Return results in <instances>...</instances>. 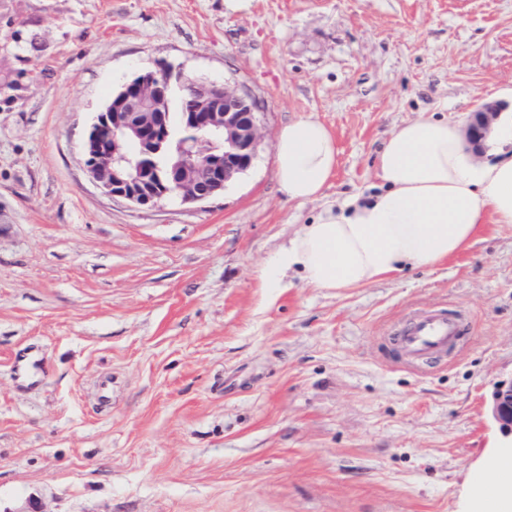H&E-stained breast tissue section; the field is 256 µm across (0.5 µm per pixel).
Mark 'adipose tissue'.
Here are the masks:
<instances>
[{
  "mask_svg": "<svg viewBox=\"0 0 512 512\" xmlns=\"http://www.w3.org/2000/svg\"><path fill=\"white\" fill-rule=\"evenodd\" d=\"M495 161L477 158L455 122L420 116L394 129L375 171L376 192L336 203L324 190L338 149L321 121L283 126L274 142L275 177L288 199L322 207L260 271L283 287L289 272L323 290L356 288L405 268L432 267L466 251L487 223L512 225V113L487 133ZM470 512H512V450L493 449L472 482Z\"/></svg>",
  "mask_w": 512,
  "mask_h": 512,
  "instance_id": "1",
  "label": "adipose tissue"
}]
</instances>
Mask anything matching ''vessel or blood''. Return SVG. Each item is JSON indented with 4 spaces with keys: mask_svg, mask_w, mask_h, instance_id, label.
Wrapping results in <instances>:
<instances>
[{
    "mask_svg": "<svg viewBox=\"0 0 512 512\" xmlns=\"http://www.w3.org/2000/svg\"><path fill=\"white\" fill-rule=\"evenodd\" d=\"M463 333L457 318L448 313L425 310L410 317L399 342L406 359L417 362L442 353Z\"/></svg>",
    "mask_w": 512,
    "mask_h": 512,
    "instance_id": "obj_1",
    "label": "vessel or blood"
}]
</instances>
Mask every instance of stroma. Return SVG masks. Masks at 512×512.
I'll use <instances>...</instances> for the list:
<instances>
[{
	"mask_svg": "<svg viewBox=\"0 0 512 512\" xmlns=\"http://www.w3.org/2000/svg\"><path fill=\"white\" fill-rule=\"evenodd\" d=\"M171 67L259 102L258 159L202 203L106 194L82 148L120 84ZM512 88V0H0V512H461L512 377V225L374 284L265 263L319 211L277 185L281 127L323 122L325 193L374 184L421 115ZM460 345L407 368L414 311ZM490 419L512 445V377L496 382L486 397Z\"/></svg>",
	"mask_w": 512,
	"mask_h": 512,
	"instance_id": "obj_1",
	"label": "stroma"
}]
</instances>
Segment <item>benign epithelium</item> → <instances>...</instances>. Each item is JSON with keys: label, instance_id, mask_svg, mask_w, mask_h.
Segmentation results:
<instances>
[{"label": "benign epithelium", "instance_id": "1", "mask_svg": "<svg viewBox=\"0 0 512 512\" xmlns=\"http://www.w3.org/2000/svg\"><path fill=\"white\" fill-rule=\"evenodd\" d=\"M189 94L179 121L174 100ZM500 107L480 102L466 135L480 152ZM263 139L262 112L248 92L182 71L146 70L122 84L95 116L83 145L85 166L109 195L152 208L176 198L198 202L224 191L255 163ZM167 158L159 167L157 159ZM490 419L512 440V378L496 382L486 397Z\"/></svg>", "mask_w": 512, "mask_h": 512}]
</instances>
